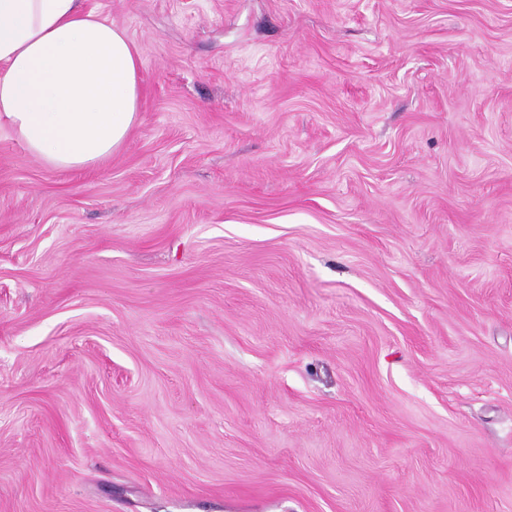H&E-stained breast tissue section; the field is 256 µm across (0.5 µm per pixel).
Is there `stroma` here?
I'll return each mask as SVG.
<instances>
[{
	"instance_id": "1",
	"label": "stroma",
	"mask_w": 512,
	"mask_h": 512,
	"mask_svg": "<svg viewBox=\"0 0 512 512\" xmlns=\"http://www.w3.org/2000/svg\"><path fill=\"white\" fill-rule=\"evenodd\" d=\"M98 164L0 126V512H512V0H83Z\"/></svg>"
}]
</instances>
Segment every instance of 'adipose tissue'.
<instances>
[{
    "instance_id": "obj_1",
    "label": "adipose tissue",
    "mask_w": 512,
    "mask_h": 512,
    "mask_svg": "<svg viewBox=\"0 0 512 512\" xmlns=\"http://www.w3.org/2000/svg\"><path fill=\"white\" fill-rule=\"evenodd\" d=\"M138 51L82 0H0V123L50 167L80 168L128 136Z\"/></svg>"
}]
</instances>
